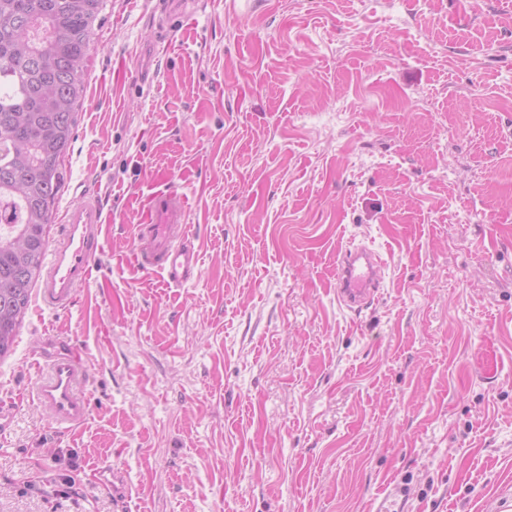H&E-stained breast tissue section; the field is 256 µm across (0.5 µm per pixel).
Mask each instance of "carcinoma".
<instances>
[{
  "instance_id": "cac0c4a2",
  "label": "carcinoma",
  "mask_w": 512,
  "mask_h": 512,
  "mask_svg": "<svg viewBox=\"0 0 512 512\" xmlns=\"http://www.w3.org/2000/svg\"><path fill=\"white\" fill-rule=\"evenodd\" d=\"M104 0H0V358L40 278Z\"/></svg>"
}]
</instances>
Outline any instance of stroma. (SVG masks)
Wrapping results in <instances>:
<instances>
[{"label":"stroma","mask_w":512,"mask_h":512,"mask_svg":"<svg viewBox=\"0 0 512 512\" xmlns=\"http://www.w3.org/2000/svg\"><path fill=\"white\" fill-rule=\"evenodd\" d=\"M158 3L95 23L55 208L95 188L109 223L0 359V512H512V0H204L165 48ZM160 189L180 288L138 265ZM351 239L387 264L357 315ZM60 341L91 407L61 433L30 398ZM183 196L170 189L154 192L148 199L147 224L138 225L145 243L141 266L162 275L166 284L179 288L198 274V252L186 232ZM384 267L375 249L350 241L336 260V303L354 315L362 312L379 292Z\"/></svg>","instance_id":"obj_1"}]
</instances>
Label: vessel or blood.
Segmentation results:
<instances>
[{"instance_id":"obj_1","label":"vessel or blood","mask_w":512,"mask_h":512,"mask_svg":"<svg viewBox=\"0 0 512 512\" xmlns=\"http://www.w3.org/2000/svg\"><path fill=\"white\" fill-rule=\"evenodd\" d=\"M185 217L183 196L163 189L149 197L146 222L138 227L145 244L142 268L161 274L174 288L198 273V252L186 232ZM105 224L96 190H83L64 209L39 286V298L49 310L69 311L80 289L91 281ZM384 267L375 249L347 244L336 260L337 304L355 315L362 312L379 292ZM85 377L84 366L70 350L49 354L46 363L39 365L31 398L56 431L76 429L87 420L90 405L81 389Z\"/></svg>"}]
</instances>
